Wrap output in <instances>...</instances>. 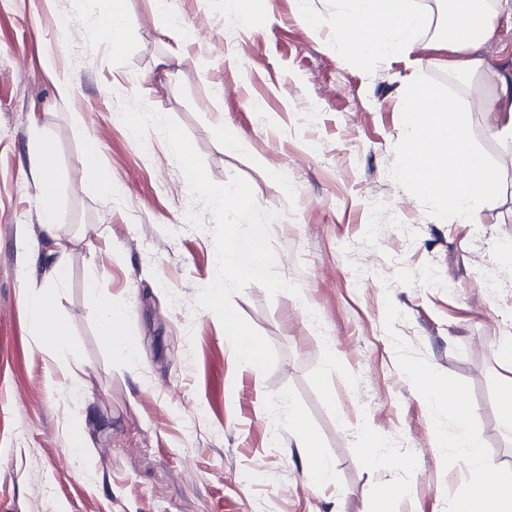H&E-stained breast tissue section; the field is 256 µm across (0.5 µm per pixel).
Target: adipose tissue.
Here are the masks:
<instances>
[{"label":"adipose tissue","instance_id":"adipose-tissue-1","mask_svg":"<svg viewBox=\"0 0 512 512\" xmlns=\"http://www.w3.org/2000/svg\"><path fill=\"white\" fill-rule=\"evenodd\" d=\"M348 11L337 13L336 20L348 26V41L369 49L376 55L411 54L416 48L415 33L430 26L432 17L420 12L414 0H350ZM440 10L448 19L445 40L454 53L448 61L451 71L483 84L492 77L499 92L488 95L483 108L494 116L493 127L498 140L512 149V66L486 74L480 46L494 32L486 0H440ZM420 397L447 402L456 422L454 434H437L435 447L439 453L452 448L465 449L466 475L470 492L459 504L458 512H512V474L503 475L490 469L481 456V440L474 429L472 410L467 399L453 402L448 398L447 375L422 374L411 371ZM288 425L293 428L298 447L304 448L314 483L327 487L335 482V467L319 450L316 438L298 408H291Z\"/></svg>","mask_w":512,"mask_h":512}]
</instances>
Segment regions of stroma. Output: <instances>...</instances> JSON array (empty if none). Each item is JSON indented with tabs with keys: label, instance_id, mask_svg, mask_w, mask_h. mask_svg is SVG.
Instances as JSON below:
<instances>
[{
	"label": "stroma",
	"instance_id": "1",
	"mask_svg": "<svg viewBox=\"0 0 512 512\" xmlns=\"http://www.w3.org/2000/svg\"><path fill=\"white\" fill-rule=\"evenodd\" d=\"M124 0L114 46L106 0H0V512H367L395 483L414 487L395 512H456L461 455L434 450L452 432L445 404L421 401L401 370L449 374L466 390L485 461L512 472V432L497 391L512 378L498 342L512 337V152L501 151L478 91L449 72L443 36L417 37L420 66L356 54L332 26L336 0ZM487 72L512 61V9L493 0ZM458 91L473 134L499 164L502 188L480 223L426 214L390 173L403 94L417 74ZM68 79L61 99L57 80ZM176 120L218 183L251 185L272 226L277 271L299 295L258 284L232 297L275 348L269 373L236 363L218 318L195 309L216 275L209 230L183 222L187 183L163 136L138 144L119 101ZM240 143L228 151L218 136ZM51 145L57 231L68 243L53 311L60 349L45 348L25 298L48 284L29 245L47 234L31 160ZM95 149L115 194L82 178ZM495 263L500 286L481 285ZM100 295L126 310L134 359L99 333ZM299 407L335 485L316 489L287 424L270 444L267 413ZM372 430L396 453L361 448Z\"/></svg>",
	"mask_w": 512,
	"mask_h": 512
}]
</instances>
